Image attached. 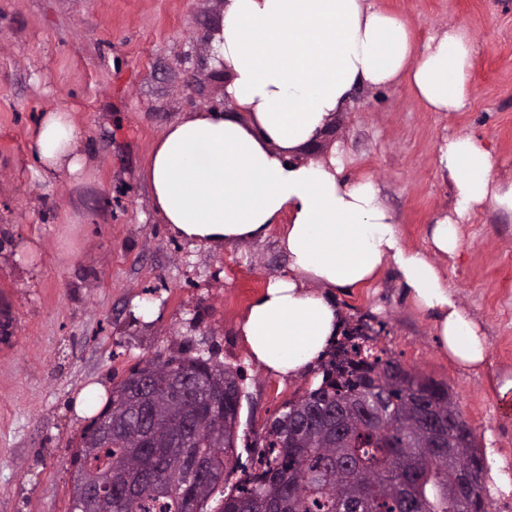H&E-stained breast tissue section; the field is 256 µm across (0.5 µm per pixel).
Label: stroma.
<instances>
[{
	"instance_id": "1",
	"label": "stroma",
	"mask_w": 512,
	"mask_h": 512,
	"mask_svg": "<svg viewBox=\"0 0 512 512\" xmlns=\"http://www.w3.org/2000/svg\"><path fill=\"white\" fill-rule=\"evenodd\" d=\"M418 45L463 25L474 45L470 95L431 112L408 83L363 88L311 148L343 152L345 174L373 177L403 244L428 250L431 219L449 212L437 149L483 139L495 174L512 181V0H375ZM222 0H0V512H68L71 454L88 419L74 401L111 388L148 358L212 353L241 370L244 397L228 484L253 471L259 436L310 384L253 363L240 334L249 305L288 269L280 225L216 250L176 237L155 213L142 173L172 123L221 109L212 62ZM71 112L86 132L81 176L45 173L35 136L43 112ZM455 257L433 255L460 305L485 329L487 363L473 373L437 345L397 272L331 292L342 327H370L377 347L445 383L477 446L492 443L512 477V216L493 207L462 225ZM157 305L151 322L135 301Z\"/></svg>"
}]
</instances>
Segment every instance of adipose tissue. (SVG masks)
<instances>
[{
  "label": "adipose tissue",
  "instance_id": "obj_1",
  "mask_svg": "<svg viewBox=\"0 0 512 512\" xmlns=\"http://www.w3.org/2000/svg\"><path fill=\"white\" fill-rule=\"evenodd\" d=\"M212 47L224 61L231 112H192L170 125L144 180L162 222L190 242L217 249L281 224L288 270L240 324L252 360L272 375L299 376L338 330L326 289L357 288L392 267L415 306L433 314L443 353L462 369H482L484 328L431 256H456L461 224L485 206L512 214V183L496 179L487 145L472 135L440 144L437 167L451 180L453 208L433 218L427 252L402 244L374 179L347 178L340 154H306L362 87L405 79L428 110H461L474 53L466 30L449 27L420 49L409 25L373 0H224ZM83 139L71 113H44L35 137L42 168L80 175Z\"/></svg>",
  "mask_w": 512,
  "mask_h": 512
}]
</instances>
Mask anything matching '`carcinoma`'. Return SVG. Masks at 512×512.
Wrapping results in <instances>:
<instances>
[{
  "mask_svg": "<svg viewBox=\"0 0 512 512\" xmlns=\"http://www.w3.org/2000/svg\"><path fill=\"white\" fill-rule=\"evenodd\" d=\"M367 337L322 364L321 381L291 401L307 425L293 433L275 420L265 430L258 466L227 493L224 471L241 405L237 368L202 355L170 361L150 359L112 388L108 406L93 419L112 430V446L95 444L92 428L77 441L73 462L88 456L100 463L96 477L132 496L107 507L85 488L74 470L71 498L77 512H487L481 495L483 469L473 434L448 431L458 419L448 387L382 357ZM388 400L382 431L373 432L366 403ZM200 448L206 471L182 483L184 449ZM473 471L475 491L448 498V453Z\"/></svg>",
  "mask_w": 512,
  "mask_h": 512,
  "instance_id": "carcinoma-1",
  "label": "carcinoma"
}]
</instances>
